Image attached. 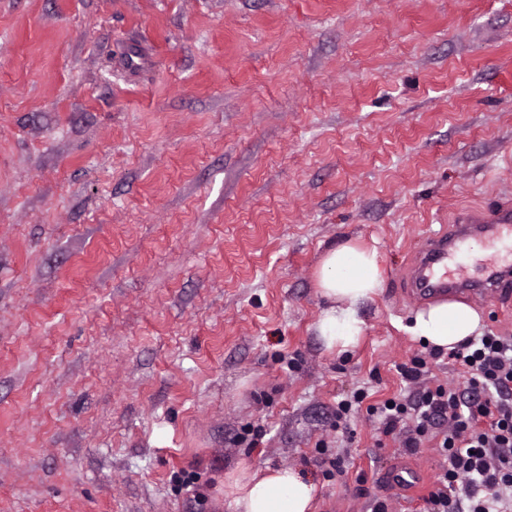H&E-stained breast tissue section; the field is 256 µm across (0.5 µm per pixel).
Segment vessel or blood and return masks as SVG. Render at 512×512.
I'll return each instance as SVG.
<instances>
[{
  "label": "vessel or blood",
  "instance_id": "vessel-or-blood-1",
  "mask_svg": "<svg viewBox=\"0 0 512 512\" xmlns=\"http://www.w3.org/2000/svg\"><path fill=\"white\" fill-rule=\"evenodd\" d=\"M478 246L485 251L483 276L473 287L465 271ZM410 285L422 301L460 292L472 298L512 292V208L468 213L456 224L431 232L419 249Z\"/></svg>",
  "mask_w": 512,
  "mask_h": 512
}]
</instances>
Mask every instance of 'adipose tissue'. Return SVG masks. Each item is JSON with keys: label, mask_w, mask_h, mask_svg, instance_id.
Listing matches in <instances>:
<instances>
[{"label": "adipose tissue", "mask_w": 512, "mask_h": 512, "mask_svg": "<svg viewBox=\"0 0 512 512\" xmlns=\"http://www.w3.org/2000/svg\"><path fill=\"white\" fill-rule=\"evenodd\" d=\"M383 274L376 249L350 240L329 249L315 274V286L327 305L315 331L327 351L344 354L360 342L364 308L378 295ZM480 313L463 301L440 300L415 312L411 336L448 351L478 335ZM316 484L293 468L239 466L227 477L225 495L232 512H312Z\"/></svg>", "instance_id": "ef3b65f1"}]
</instances>
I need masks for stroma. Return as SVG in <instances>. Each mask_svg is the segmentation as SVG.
<instances>
[{
  "instance_id": "35a3bbf8",
  "label": "stroma",
  "mask_w": 512,
  "mask_h": 512,
  "mask_svg": "<svg viewBox=\"0 0 512 512\" xmlns=\"http://www.w3.org/2000/svg\"><path fill=\"white\" fill-rule=\"evenodd\" d=\"M502 205L512 0H0V512H230L242 464L424 512L434 441L336 404L406 393V269ZM349 239L383 284L337 355L314 275ZM368 392L364 388L356 390L352 398L344 399L337 403L336 406V430L344 424V428H347L348 421L351 416L358 411L364 400L367 398Z\"/></svg>"
}]
</instances>
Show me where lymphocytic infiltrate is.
Listing matches in <instances>:
<instances>
[{
  "label": "lymphocytic infiltrate",
  "mask_w": 512,
  "mask_h": 512,
  "mask_svg": "<svg viewBox=\"0 0 512 512\" xmlns=\"http://www.w3.org/2000/svg\"><path fill=\"white\" fill-rule=\"evenodd\" d=\"M437 356L433 350L398 365L412 396L370 405L367 391L358 389L338 402L336 422L366 409L384 434H401L411 455L438 438L447 465L426 512H512V336L488 330L449 351L466 378L461 390L426 385L428 361Z\"/></svg>",
  "instance_id": "f902f5d3"
}]
</instances>
